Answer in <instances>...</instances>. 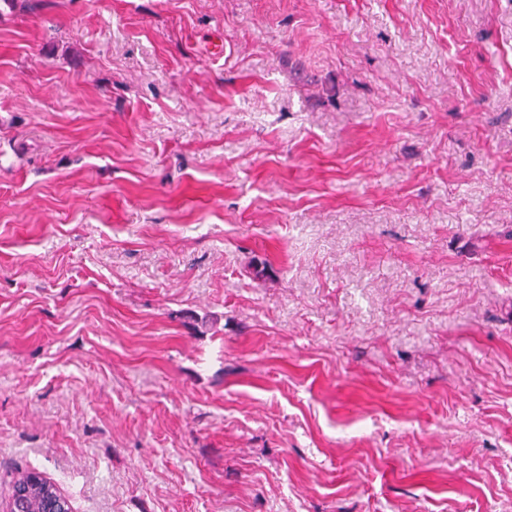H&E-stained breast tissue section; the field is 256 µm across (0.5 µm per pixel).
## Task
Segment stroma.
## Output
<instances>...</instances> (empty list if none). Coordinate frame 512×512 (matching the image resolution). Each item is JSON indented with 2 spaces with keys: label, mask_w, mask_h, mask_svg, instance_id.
Returning <instances> with one entry per match:
<instances>
[{
  "label": "stroma",
  "mask_w": 512,
  "mask_h": 512,
  "mask_svg": "<svg viewBox=\"0 0 512 512\" xmlns=\"http://www.w3.org/2000/svg\"><path fill=\"white\" fill-rule=\"evenodd\" d=\"M27 467L512 512V0H0V507Z\"/></svg>",
  "instance_id": "stroma-1"
}]
</instances>
